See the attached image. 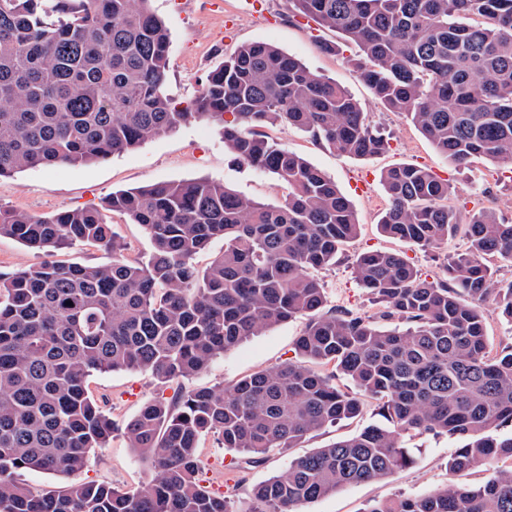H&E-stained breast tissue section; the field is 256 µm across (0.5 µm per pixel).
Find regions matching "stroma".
Returning <instances> with one entry per match:
<instances>
[{
    "mask_svg": "<svg viewBox=\"0 0 512 512\" xmlns=\"http://www.w3.org/2000/svg\"><path fill=\"white\" fill-rule=\"evenodd\" d=\"M259 2L255 8L249 0H152L153 9L171 35L167 89L176 100L190 99L209 71L238 46L267 42L346 87L361 103L368 121L389 132L390 146L385 152L368 160H357L314 144L307 134L293 127L277 125L268 131L278 143L330 175L351 200L361 224L360 235L345 247L336 264L318 273L326 289L328 308L376 311V304L354 274L355 260L364 251L400 252L432 280L440 277L447 256L467 248L460 235L438 249L425 251L381 232L378 221L387 206V197L380 173L388 167L413 163L448 179L453 187L452 202L461 220H468L473 208L483 206L512 222V178L504 174L502 166L479 157L466 166H452L410 121L387 111L374 98L354 66L355 48L342 44L339 34L293 17L290 0ZM326 41L339 43V53L323 52L320 45ZM195 178L224 181L260 202H276L288 194L287 185L275 177L235 161L225 148L216 123L190 119L132 151L103 162L33 168L1 178L0 207L35 216L76 208L100 209L106 198L118 190ZM304 325V319L296 318L250 337L217 357L206 373L188 380V387H229L247 375L295 359V341ZM88 388L116 426L109 447L92 451L86 467L67 476L17 472V480L32 491L93 482L132 492L148 479L147 465L130 448L122 428L137 413L144 399L172 396V386L159 382L148 372L116 371L92 375ZM381 421L377 402L368 401L357 419L329 425L306 439L301 447L274 450L263 464L246 468L239 465L240 453L222 447L216 437L208 435L199 448L201 476L212 491L243 506L250 501L253 487L284 470L289 460ZM407 445L415 457L409 468L381 480L343 487L328 497L303 504L301 512H363L368 504L400 494L420 496L450 481L475 486L486 477L479 468L449 473L447 462L455 443L448 438L413 436L408 438Z\"/></svg>",
    "mask_w": 512,
    "mask_h": 512,
    "instance_id": "35a3bbf8",
    "label": "stroma"
}]
</instances>
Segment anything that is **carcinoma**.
<instances>
[{
    "instance_id": "carcinoma-1",
    "label": "carcinoma",
    "mask_w": 512,
    "mask_h": 512,
    "mask_svg": "<svg viewBox=\"0 0 512 512\" xmlns=\"http://www.w3.org/2000/svg\"><path fill=\"white\" fill-rule=\"evenodd\" d=\"M151 0H0V177L83 166L129 151L188 119L222 124L235 160L288 185L277 205L211 179L112 193L106 209L138 224L146 258L126 254L97 209L36 217L0 208V237L49 256L77 245L112 251L106 264L49 259L0 272V512H235L200 484L205 435L256 466L275 448L357 418L379 401L387 426L292 459L257 484L249 512H295L336 490L414 462L405 437L458 441L452 472L482 467L477 487L449 483L363 512H512V350L492 352L485 312L512 323V283L490 259H512V224L490 209L461 223L452 187L411 165L381 172L388 237L436 249L464 232L467 249L429 281L401 253L361 254L355 277L379 314L326 310L313 271L336 263L361 224L335 180L265 129L287 124L316 143L369 159L388 142L348 90L265 42L211 70L197 94L166 90L170 34ZM356 46L362 81L456 166L512 164V0H289ZM217 238L224 251L195 259ZM306 318L297 361L231 389L179 388L147 398L125 423L156 475L133 493L86 483L35 493L20 470L68 475L109 447L114 423L88 393L95 372L145 371L167 382L204 373L269 327ZM397 318L404 327H385ZM333 365L342 390L311 365ZM510 461L504 467L502 463Z\"/></svg>"
}]
</instances>
